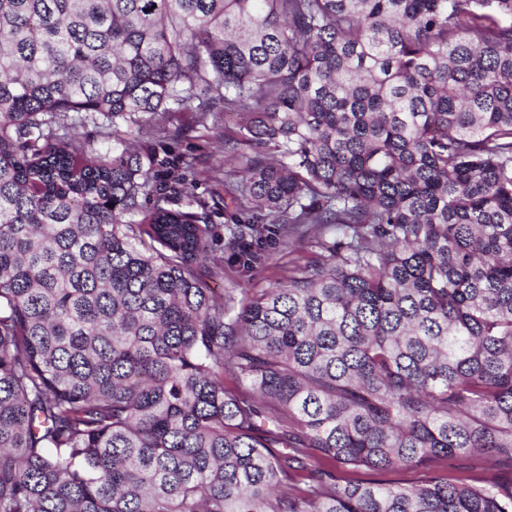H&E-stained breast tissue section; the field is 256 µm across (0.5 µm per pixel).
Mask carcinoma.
<instances>
[{"mask_svg":"<svg viewBox=\"0 0 512 512\" xmlns=\"http://www.w3.org/2000/svg\"><path fill=\"white\" fill-rule=\"evenodd\" d=\"M220 219L336 239L239 303ZM457 457L512 469V0H0V512H512ZM239 127L237 117L233 113L218 116L217 122L211 118L207 121V129L200 127L189 137L172 143L177 151L195 157L199 168L213 169L223 179L228 178L237 169L236 159L229 153L224 154V138L235 136ZM437 474L436 471L430 467H418L409 470H392L387 474L383 475L382 478L392 480L399 484H409L412 482H422L433 478Z\"/></svg>","mask_w":512,"mask_h":512,"instance_id":"obj_1","label":"carcinoma"}]
</instances>
